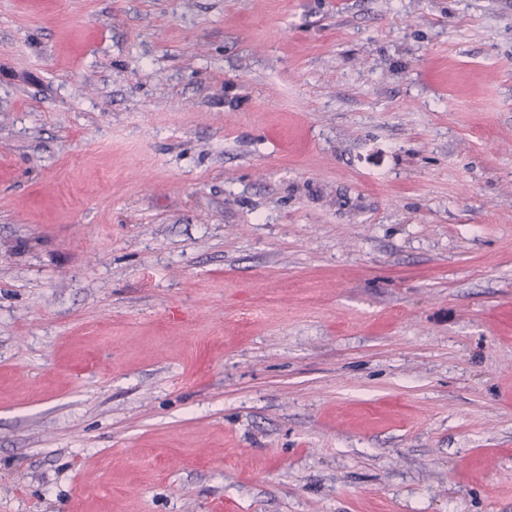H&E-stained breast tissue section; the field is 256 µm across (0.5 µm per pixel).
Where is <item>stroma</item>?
<instances>
[{
    "mask_svg": "<svg viewBox=\"0 0 512 512\" xmlns=\"http://www.w3.org/2000/svg\"><path fill=\"white\" fill-rule=\"evenodd\" d=\"M512 512V0H0V512Z\"/></svg>",
    "mask_w": 512,
    "mask_h": 512,
    "instance_id": "1",
    "label": "stroma"
}]
</instances>
